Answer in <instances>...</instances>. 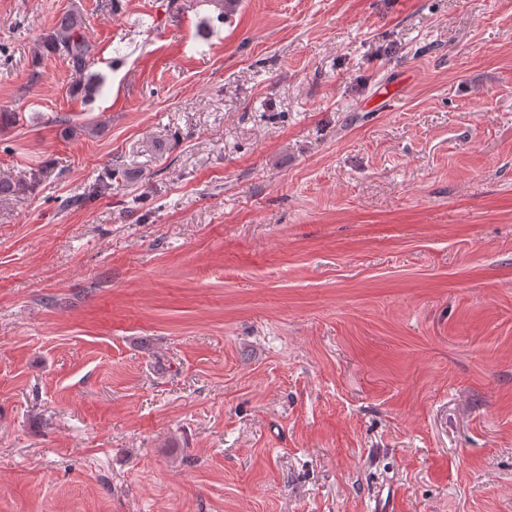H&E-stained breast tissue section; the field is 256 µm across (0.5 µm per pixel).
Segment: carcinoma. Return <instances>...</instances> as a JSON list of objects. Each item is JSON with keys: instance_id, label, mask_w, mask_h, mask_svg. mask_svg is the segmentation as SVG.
Masks as SVG:
<instances>
[{"instance_id": "1", "label": "carcinoma", "mask_w": 512, "mask_h": 512, "mask_svg": "<svg viewBox=\"0 0 512 512\" xmlns=\"http://www.w3.org/2000/svg\"><path fill=\"white\" fill-rule=\"evenodd\" d=\"M46 54H53L62 58L75 77L72 91L86 96L97 91V85L93 83V74L90 69L94 64L91 55V47L87 35V26L83 16L77 12L62 15L54 24L52 30L44 33L34 51L32 61L35 69L30 74L29 83H37L40 73L36 70L39 61ZM123 174L119 168L110 169L97 182L90 186L89 190L78 194L67 201L69 205H81L98 195L112 189V180Z\"/></svg>"}]
</instances>
